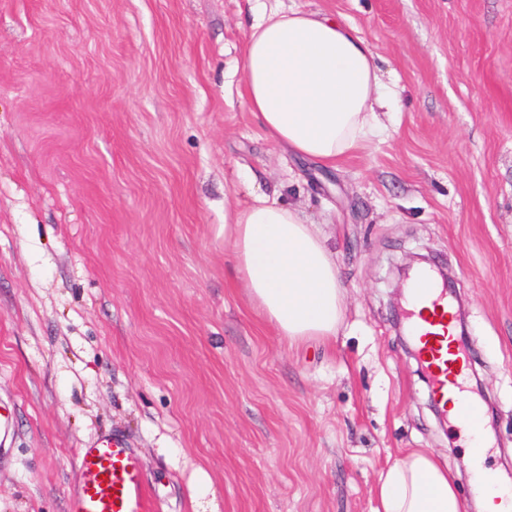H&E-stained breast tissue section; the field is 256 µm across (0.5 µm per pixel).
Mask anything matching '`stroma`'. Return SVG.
<instances>
[{
  "label": "stroma",
  "instance_id": "35a3bbf8",
  "mask_svg": "<svg viewBox=\"0 0 512 512\" xmlns=\"http://www.w3.org/2000/svg\"><path fill=\"white\" fill-rule=\"evenodd\" d=\"M357 28L397 109L329 167L239 93L249 0H0V512H66L97 435L161 512H375L414 448L466 436L397 335L392 270L447 267L512 486V0H264ZM266 194L336 254L335 339L288 343L234 277L224 204Z\"/></svg>",
  "mask_w": 512,
  "mask_h": 512
}]
</instances>
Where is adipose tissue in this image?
<instances>
[{
	"label": "adipose tissue",
	"instance_id": "1",
	"mask_svg": "<svg viewBox=\"0 0 512 512\" xmlns=\"http://www.w3.org/2000/svg\"><path fill=\"white\" fill-rule=\"evenodd\" d=\"M242 95L268 138L333 165L387 127L391 108L376 52L336 17L258 6L242 59ZM236 279L265 321L289 342L336 336L343 291L334 252L294 208L267 196L227 205ZM378 512H463L454 475L412 451L386 472Z\"/></svg>",
	"mask_w": 512,
	"mask_h": 512
}]
</instances>
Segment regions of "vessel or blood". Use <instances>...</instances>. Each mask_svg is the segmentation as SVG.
Wrapping results in <instances>:
<instances>
[{"instance_id": "obj_1", "label": "vessel or blood", "mask_w": 512, "mask_h": 512, "mask_svg": "<svg viewBox=\"0 0 512 512\" xmlns=\"http://www.w3.org/2000/svg\"><path fill=\"white\" fill-rule=\"evenodd\" d=\"M411 289L409 322L413 338L421 344L423 365L435 381L437 394L461 396L456 420L472 422L479 399L468 390L471 355L459 342L453 345L451 359H444L442 353L453 307L448 291L427 271L418 275ZM74 467L67 512H157L159 505L139 457L124 437L109 433L85 444L76 452Z\"/></svg>"}]
</instances>
